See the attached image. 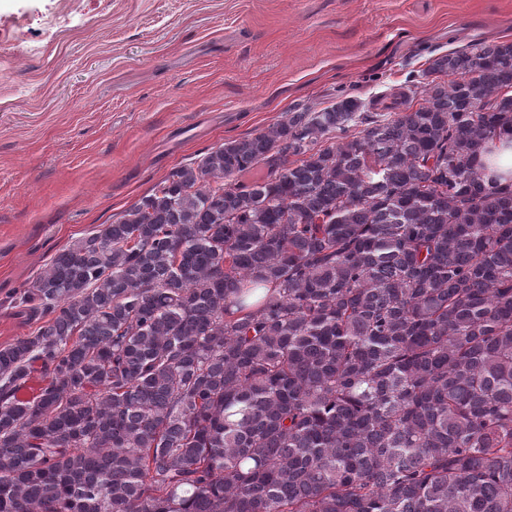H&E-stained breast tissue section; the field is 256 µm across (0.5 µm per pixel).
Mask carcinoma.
<instances>
[{
	"label": "carcinoma",
	"mask_w": 512,
	"mask_h": 512,
	"mask_svg": "<svg viewBox=\"0 0 512 512\" xmlns=\"http://www.w3.org/2000/svg\"><path fill=\"white\" fill-rule=\"evenodd\" d=\"M424 77L225 142L52 258L17 296L50 319L0 347V512H512V41ZM510 138L504 137L503 140L497 144V147L492 153L487 155L486 163L488 167L494 169L498 174L508 177L509 172L512 174V147H507Z\"/></svg>",
	"instance_id": "cac0c4a2"
}]
</instances>
